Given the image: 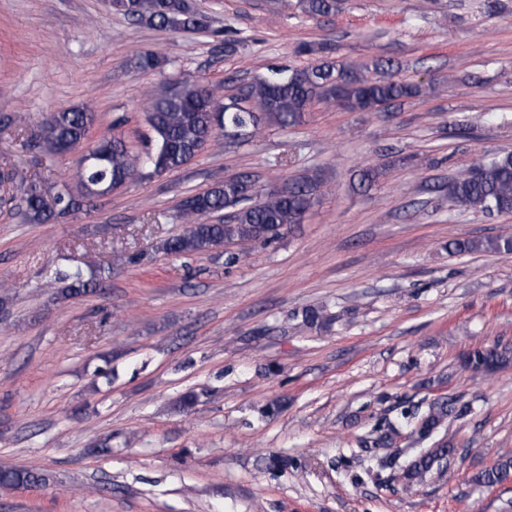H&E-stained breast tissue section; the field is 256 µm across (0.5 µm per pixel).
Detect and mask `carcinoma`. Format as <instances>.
<instances>
[{"label": "carcinoma", "mask_w": 512, "mask_h": 512, "mask_svg": "<svg viewBox=\"0 0 512 512\" xmlns=\"http://www.w3.org/2000/svg\"><path fill=\"white\" fill-rule=\"evenodd\" d=\"M301 9L311 17L336 10V0H299ZM121 13L138 24L181 31L209 27L208 17L190 0H124ZM324 47L309 44L297 53L316 56L301 68L272 67L269 74L254 78L244 88L245 97L238 104L216 102L208 89L188 80H170L150 95L147 111L148 132L139 135V145L122 139L103 137L89 140L95 123V112L85 107L65 108L52 113L38 130L30 132L28 143L58 156L81 149L89 161L76 171L72 184L64 185L58 195L24 176L13 167L0 168V183H19L24 208L21 215L28 224H48L62 215L73 214L93 199L112 192L127 183L147 176L180 169L207 143L226 131L252 134L265 125L280 129L305 122L315 102L327 103L349 112H371L377 105L399 99H417L427 93L430 84L423 81L396 80L389 71L393 63L376 59L366 63L336 62L323 55ZM324 179L318 169L286 178L265 190L248 174L217 181L204 192L185 197L178 208L185 227L177 236L167 239L162 250L168 254L188 255L212 251L232 244L237 252L235 262L246 257L258 242L279 238L288 226L303 223L320 205ZM448 200L453 204L489 213H512V152L495 153L478 159L469 168L448 181ZM231 209L222 222L208 218ZM457 254L474 252L512 253V236L488 239H464L449 243ZM66 282L60 290L66 298L87 296L99 291L96 276H86L83 268L60 273ZM327 321L324 310L307 308L302 322L319 329ZM508 350L476 349L467 356L475 370H492L507 359ZM452 407L443 400L420 414H403L408 436L419 442L444 427ZM456 449L442 442L416 457L414 467H400L398 456L391 453L377 462L372 476L385 470L400 469L405 489L443 476L442 464L450 461ZM512 478V454L499 456L495 464L474 477L480 486L493 487ZM48 475L28 468L0 466L1 487H28L44 484Z\"/></svg>", "instance_id": "carcinoma-1"}]
</instances>
